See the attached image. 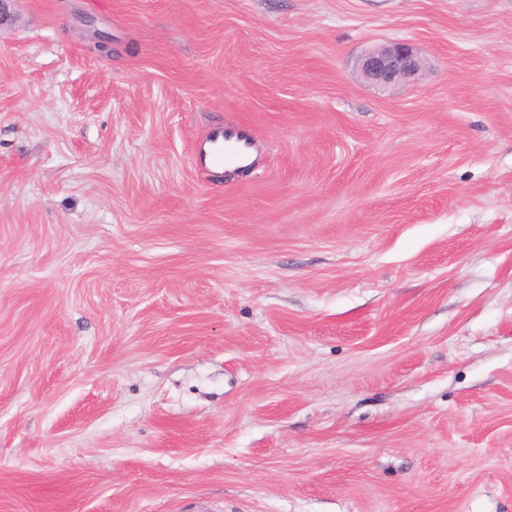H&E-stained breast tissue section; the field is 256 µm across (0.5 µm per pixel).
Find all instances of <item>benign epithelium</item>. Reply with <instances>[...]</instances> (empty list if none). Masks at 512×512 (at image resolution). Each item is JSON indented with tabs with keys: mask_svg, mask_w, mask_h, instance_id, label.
<instances>
[{
	"mask_svg": "<svg viewBox=\"0 0 512 512\" xmlns=\"http://www.w3.org/2000/svg\"><path fill=\"white\" fill-rule=\"evenodd\" d=\"M362 76L374 83L388 85L415 77L424 69V60L406 42L375 46L358 60Z\"/></svg>",
	"mask_w": 512,
	"mask_h": 512,
	"instance_id": "1",
	"label": "benign epithelium"
}]
</instances>
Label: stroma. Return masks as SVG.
Segmentation results:
<instances>
[{"label": "stroma", "instance_id": "1", "mask_svg": "<svg viewBox=\"0 0 512 512\" xmlns=\"http://www.w3.org/2000/svg\"><path fill=\"white\" fill-rule=\"evenodd\" d=\"M14 14L0 512H512V0ZM358 67L366 80L388 85L421 74L424 60L412 45L395 42L367 50L359 58ZM255 142L251 131L241 125H230L210 133L201 155L214 169L230 174L249 168L253 163Z\"/></svg>", "mask_w": 512, "mask_h": 512}]
</instances>
